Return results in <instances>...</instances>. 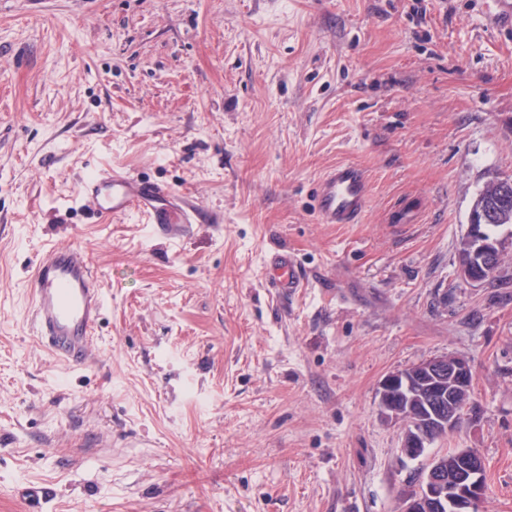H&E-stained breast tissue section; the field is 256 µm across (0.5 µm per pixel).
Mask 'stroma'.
Masks as SVG:
<instances>
[{
	"mask_svg": "<svg viewBox=\"0 0 512 512\" xmlns=\"http://www.w3.org/2000/svg\"><path fill=\"white\" fill-rule=\"evenodd\" d=\"M490 0H0V512H400L435 455L478 450L512 512V252L457 271L477 193L512 177V29ZM340 162L372 192L322 224ZM164 183L180 239L98 221L93 169ZM86 250L88 361L42 342L31 276ZM309 286H268L272 254ZM467 360L473 413L424 456L383 377ZM371 195L368 174L342 162L319 178L314 188V210L322 224H356Z\"/></svg>",
	"mask_w": 512,
	"mask_h": 512,
	"instance_id": "1",
	"label": "stroma"
}]
</instances>
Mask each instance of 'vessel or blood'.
<instances>
[{
  "instance_id": "obj_1",
  "label": "vessel or blood",
  "mask_w": 512,
  "mask_h": 512,
  "mask_svg": "<svg viewBox=\"0 0 512 512\" xmlns=\"http://www.w3.org/2000/svg\"><path fill=\"white\" fill-rule=\"evenodd\" d=\"M81 191L93 211L109 221L134 212L170 237L182 235L192 224L187 203L163 183L99 169L83 179ZM370 195L368 174L342 162L317 181L314 210L320 223L354 224L362 218ZM268 276L283 296L307 285L301 267L286 253L272 257ZM32 288L38 335L55 354L75 364L86 362L105 303L87 253L77 245L48 248L39 258Z\"/></svg>"
}]
</instances>
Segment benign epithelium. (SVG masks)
<instances>
[{
  "mask_svg": "<svg viewBox=\"0 0 512 512\" xmlns=\"http://www.w3.org/2000/svg\"><path fill=\"white\" fill-rule=\"evenodd\" d=\"M495 187L497 193L489 205L471 210L463 251L459 252V276L472 285L493 275L506 251L504 239H488L483 233V225L501 221L512 203L511 178L496 180ZM415 369L418 376L428 380L432 393H441L447 381L461 395L448 409V419L429 418L418 402L410 401L403 407L393 398L392 391L405 380L404 371L390 373L381 380L378 394L382 416L403 426L399 451L408 458L421 454L435 437L452 432L457 419L472 409L474 373L466 360L440 356L417 364ZM484 468L483 457L471 448H458L434 457L424 478L404 493L401 512H480L486 496Z\"/></svg>",
  "mask_w": 512,
  "mask_h": 512,
  "instance_id": "7a95c632",
  "label": "benign epithelium"
}]
</instances>
